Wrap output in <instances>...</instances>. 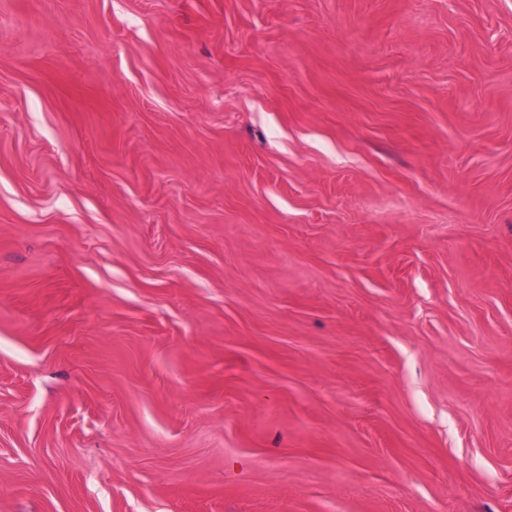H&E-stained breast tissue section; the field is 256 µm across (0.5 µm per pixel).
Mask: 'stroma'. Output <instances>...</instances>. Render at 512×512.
I'll return each instance as SVG.
<instances>
[{
  "label": "stroma",
  "mask_w": 512,
  "mask_h": 512,
  "mask_svg": "<svg viewBox=\"0 0 512 512\" xmlns=\"http://www.w3.org/2000/svg\"><path fill=\"white\" fill-rule=\"evenodd\" d=\"M0 512H512V0H0Z\"/></svg>",
  "instance_id": "35a3bbf8"
}]
</instances>
